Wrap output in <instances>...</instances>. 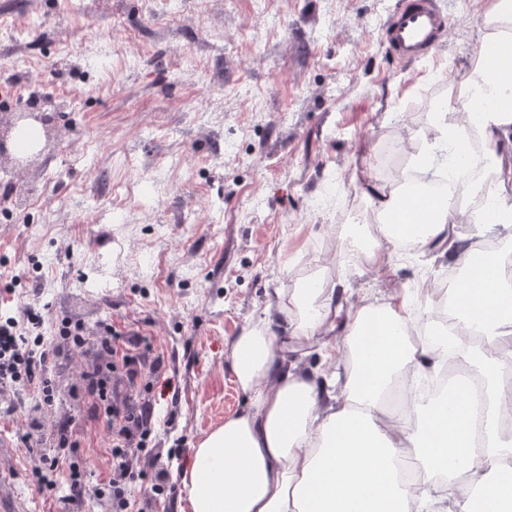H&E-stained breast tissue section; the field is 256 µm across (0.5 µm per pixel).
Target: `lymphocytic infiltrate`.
<instances>
[{
  "label": "lymphocytic infiltrate",
  "mask_w": 512,
  "mask_h": 512,
  "mask_svg": "<svg viewBox=\"0 0 512 512\" xmlns=\"http://www.w3.org/2000/svg\"><path fill=\"white\" fill-rule=\"evenodd\" d=\"M43 323L42 308L22 309L8 300L0 304V394H27L41 410L57 400V389L47 375L51 339L42 334ZM143 342L142 336H126L103 325L100 357L82 373L76 388L110 423L112 469L103 491L111 497L114 512H128L132 487L147 478L142 453L151 441L155 413L149 402L133 396L145 380ZM21 441L37 451L30 475L44 497L65 505L81 499L86 479L78 466L71 465L66 494H59L49 478L78 450L71 425H57L46 440L29 433Z\"/></svg>",
  "instance_id": "f902f5d3"
}]
</instances>
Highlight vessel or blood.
Wrapping results in <instances>:
<instances>
[{"mask_svg":"<svg viewBox=\"0 0 512 512\" xmlns=\"http://www.w3.org/2000/svg\"><path fill=\"white\" fill-rule=\"evenodd\" d=\"M449 18L437 0H402L385 27V40L403 65L422 59L448 31Z\"/></svg>","mask_w":512,"mask_h":512,"instance_id":"1","label":"vessel or blood"}]
</instances>
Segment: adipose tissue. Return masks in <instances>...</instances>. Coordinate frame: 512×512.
<instances>
[{
    "label": "adipose tissue",
    "instance_id": "adipose-tissue-1",
    "mask_svg": "<svg viewBox=\"0 0 512 512\" xmlns=\"http://www.w3.org/2000/svg\"><path fill=\"white\" fill-rule=\"evenodd\" d=\"M479 33L480 49L460 88H449L448 100L477 96L486 106L466 119L436 110L442 144L425 159L439 174L450 149L460 146L463 123L473 124L493 160L499 140L512 131V0H491ZM487 174L496 186L512 183V169L495 160ZM483 188L468 178L434 199L367 182L363 194L383 236L365 247L356 232H347L340 254L344 260L359 254L385 276L402 239L421 251L446 242L449 264L463 273L452 311L474 325L479 343L417 340L419 324L430 316L415 311L408 289L400 288L383 301L352 306L341 343L322 344L319 367L302 371L288 363L271 333L274 317L293 309L288 335L309 344L328 323L333 299L321 288L274 293L262 317L246 323L230 346V369L246 406L197 442L182 475L184 512H512V468L506 465L512 432L498 425L501 375L512 358L497 354L512 345V278L483 251L489 235L512 240V203L495 194L492 213H469L468 236L455 230L459 198ZM451 358L482 383V431L472 424L468 381L454 384L439 403L418 390ZM397 379L414 391V405L401 418L385 404ZM409 453L423 465L414 481L399 470ZM452 457L467 461L470 473L444 489L438 479L448 474Z\"/></svg>",
    "mask_w": 512,
    "mask_h": 512
}]
</instances>
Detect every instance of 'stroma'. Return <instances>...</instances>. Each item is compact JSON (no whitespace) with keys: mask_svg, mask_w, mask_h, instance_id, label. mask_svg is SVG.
<instances>
[{"mask_svg":"<svg viewBox=\"0 0 512 512\" xmlns=\"http://www.w3.org/2000/svg\"><path fill=\"white\" fill-rule=\"evenodd\" d=\"M398 2L0 0V94L37 111L66 102L24 159L25 197L5 195L0 168V295L47 306L59 400L41 422L71 421L89 486L69 512H112L96 493L112 468L109 424L72 395L100 323L140 334L160 366L142 396L177 483L198 439L246 403L229 347L271 289L328 262L329 282L350 286L321 333L334 340L360 298L448 272L430 252L391 276L334 261L344 226L370 211L354 168L383 181L388 146L439 138L433 111L479 49L489 5L439 0L448 35L405 67L382 37ZM67 320L84 349L58 339ZM30 417L24 403L0 419V512H57L29 477Z\"/></svg>","mask_w":512,"mask_h":512,"instance_id":"1","label":"stroma"}]
</instances>
